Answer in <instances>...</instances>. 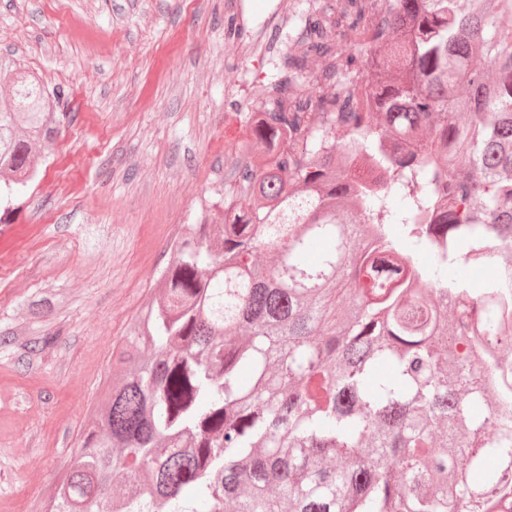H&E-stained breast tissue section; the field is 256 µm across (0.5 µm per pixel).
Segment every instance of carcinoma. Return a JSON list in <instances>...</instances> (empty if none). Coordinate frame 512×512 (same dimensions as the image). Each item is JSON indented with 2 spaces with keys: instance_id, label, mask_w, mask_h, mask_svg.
<instances>
[{
  "instance_id": "cac0c4a2",
  "label": "carcinoma",
  "mask_w": 512,
  "mask_h": 512,
  "mask_svg": "<svg viewBox=\"0 0 512 512\" xmlns=\"http://www.w3.org/2000/svg\"><path fill=\"white\" fill-rule=\"evenodd\" d=\"M375 2L282 55L247 191L174 239L46 512H512V414L475 411L512 284L454 278L512 242V0ZM338 29L370 37L343 60ZM0 85L11 192L68 113L11 54ZM341 139L383 180L336 169Z\"/></svg>"
}]
</instances>
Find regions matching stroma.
Here are the masks:
<instances>
[{
	"label": "stroma",
	"mask_w": 512,
	"mask_h": 512,
	"mask_svg": "<svg viewBox=\"0 0 512 512\" xmlns=\"http://www.w3.org/2000/svg\"><path fill=\"white\" fill-rule=\"evenodd\" d=\"M281 0H0V54L68 93L73 119L14 192L0 243V512H45L112 350L195 223L241 173L236 85L251 41L280 57Z\"/></svg>",
	"instance_id": "1"
}]
</instances>
